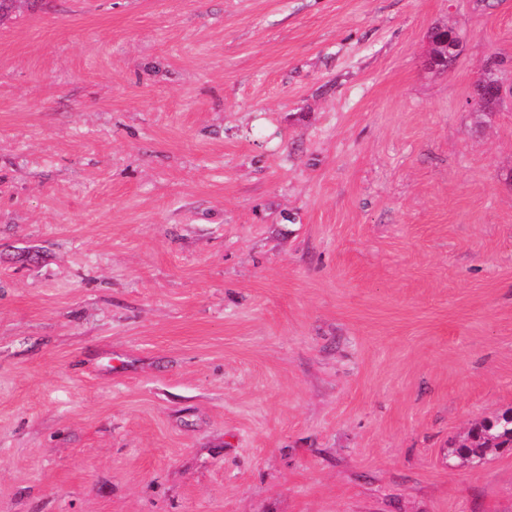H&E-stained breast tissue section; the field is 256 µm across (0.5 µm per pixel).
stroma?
<instances>
[{"instance_id":"obj_1","label":"stroma","mask_w":512,"mask_h":512,"mask_svg":"<svg viewBox=\"0 0 512 512\" xmlns=\"http://www.w3.org/2000/svg\"><path fill=\"white\" fill-rule=\"evenodd\" d=\"M461 50L427 64L428 35ZM512 0L0 20V512H512ZM437 27L438 28L432 34L431 39H429L430 51H432L430 57L431 64L436 66L435 63L437 61L444 60L445 65L443 67L448 68L453 59L458 56L459 36L456 29L448 26L447 24ZM448 51H451L452 54H448ZM433 66L430 67L435 69L436 67ZM512 409L503 412L492 420L475 423L469 431V444L458 443L449 448L448 457L462 462L477 463L492 450L512 448V420L508 423L506 416Z\"/></svg>"}]
</instances>
